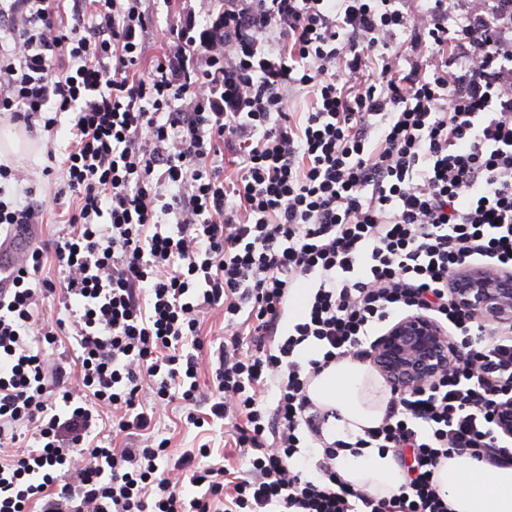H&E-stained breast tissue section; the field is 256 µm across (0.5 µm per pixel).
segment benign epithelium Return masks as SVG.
I'll return each mask as SVG.
<instances>
[{
	"label": "benign epithelium",
	"mask_w": 512,
	"mask_h": 512,
	"mask_svg": "<svg viewBox=\"0 0 512 512\" xmlns=\"http://www.w3.org/2000/svg\"><path fill=\"white\" fill-rule=\"evenodd\" d=\"M455 306L496 327L497 338L512 337V272L465 265L449 281ZM455 346L444 327L424 312H412L393 322L376 338L369 362L395 390L434 383L454 364ZM495 430L512 438V393L502 391L494 413Z\"/></svg>",
	"instance_id": "benign-epithelium-1"
}]
</instances>
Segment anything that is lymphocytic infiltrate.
I'll use <instances>...</instances> for the list:
<instances>
[{"mask_svg": "<svg viewBox=\"0 0 512 512\" xmlns=\"http://www.w3.org/2000/svg\"><path fill=\"white\" fill-rule=\"evenodd\" d=\"M55 2L0 5V112L48 129L71 113L74 142L64 191L0 200V231L76 197L69 237L33 250L0 298V512H449L442 459L512 467L492 432L512 341L485 340L449 295L461 266L512 271V0L466 13L460 0H224L222 38L179 30L189 55L145 76L142 0H73L68 24ZM401 33L414 53L395 50ZM302 91L310 111H289ZM167 216L176 233L162 232ZM50 254L59 279L31 287ZM58 293L81 305L76 379L58 350L64 321L34 318ZM219 307L210 413L233 419L249 476L190 470L189 453L162 468L164 440H92L101 405L113 432L150 430L144 384L155 403H196L200 315ZM415 310L459 335L458 360L391 391L357 440L406 473L380 497L338 477L344 443L326 439L331 413L308 386L366 360L372 324ZM23 426L34 446L9 451ZM78 457L85 467L58 478ZM184 470L202 497L177 494Z\"/></svg>", "mask_w": 512, "mask_h": 512, "instance_id": "obj_1", "label": "lymphocytic infiltrate"}]
</instances>
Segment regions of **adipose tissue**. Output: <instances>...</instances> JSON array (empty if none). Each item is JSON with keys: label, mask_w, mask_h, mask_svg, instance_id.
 I'll return each mask as SVG.
<instances>
[{"label": "adipose tissue", "mask_w": 512, "mask_h": 512, "mask_svg": "<svg viewBox=\"0 0 512 512\" xmlns=\"http://www.w3.org/2000/svg\"><path fill=\"white\" fill-rule=\"evenodd\" d=\"M308 393L323 409L335 412L327 440L347 442L336 459L344 482L379 495L397 490L404 482L402 468L392 452L363 448L351 453L350 443L378 427L386 412L389 393L367 363L346 358L330 364L313 378ZM451 512H512V467L492 468L468 454H455L436 473Z\"/></svg>", "instance_id": "1"}]
</instances>
